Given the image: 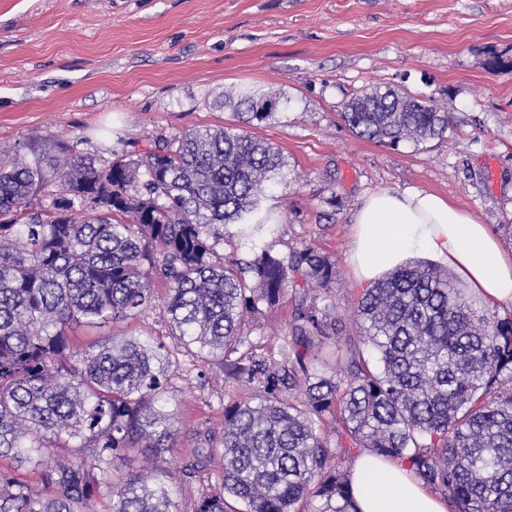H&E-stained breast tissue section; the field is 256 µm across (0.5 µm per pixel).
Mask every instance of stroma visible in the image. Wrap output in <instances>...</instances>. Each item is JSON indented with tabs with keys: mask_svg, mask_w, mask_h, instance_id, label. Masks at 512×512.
I'll return each mask as SVG.
<instances>
[{
	"mask_svg": "<svg viewBox=\"0 0 512 512\" xmlns=\"http://www.w3.org/2000/svg\"><path fill=\"white\" fill-rule=\"evenodd\" d=\"M504 64L489 70L491 57ZM374 84L448 107L443 139L383 146L340 118ZM280 99L250 131L288 165L258 205L251 247L332 256L340 336L357 337L362 289L348 257L354 217L367 197L434 192L512 237V0H0V148L54 136L101 159L135 155L160 138L233 123L242 95ZM124 322L130 336L174 345L164 291ZM167 411L186 421L157 482L178 489L194 449L189 426L220 428L224 374L179 382Z\"/></svg>",
	"mask_w": 512,
	"mask_h": 512,
	"instance_id": "stroma-1",
	"label": "stroma"
}]
</instances>
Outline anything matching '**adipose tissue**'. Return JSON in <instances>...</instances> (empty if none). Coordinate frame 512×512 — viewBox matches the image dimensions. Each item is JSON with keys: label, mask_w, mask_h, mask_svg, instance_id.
<instances>
[{"label": "adipose tissue", "mask_w": 512, "mask_h": 512, "mask_svg": "<svg viewBox=\"0 0 512 512\" xmlns=\"http://www.w3.org/2000/svg\"><path fill=\"white\" fill-rule=\"evenodd\" d=\"M350 264L356 277L374 281L418 252L443 261L485 301L512 304V255L469 213L425 190L378 193L355 219ZM357 512H448V504L423 487L400 462L369 454L353 473Z\"/></svg>", "instance_id": "1"}]
</instances>
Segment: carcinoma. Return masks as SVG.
Here are the masks:
<instances>
[{"instance_id":"obj_1","label":"carcinoma","mask_w":512,"mask_h":512,"mask_svg":"<svg viewBox=\"0 0 512 512\" xmlns=\"http://www.w3.org/2000/svg\"><path fill=\"white\" fill-rule=\"evenodd\" d=\"M274 98L237 102L259 123ZM357 136L395 147L442 139L448 108L385 85L343 103ZM286 166L234 127L189 130L134 159L105 161L48 136L0 153V512H179L171 488L122 467L135 448L165 462L178 417L174 382L218 368L224 427L196 428L180 466L193 512H357L344 463L366 448L405 464L451 512H512V317L479 312L448 271L408 263L362 289L359 339L336 337L335 306L313 288L336 263L311 248L266 245L224 258L231 228L253 226L266 184ZM176 346L99 327L153 308L154 283ZM291 298L278 345L251 337ZM332 341L323 350L324 340ZM69 457L45 449L58 443ZM221 468H212L215 458ZM35 460L38 480L20 477ZM50 489L45 495L40 488Z\"/></svg>"}]
</instances>
